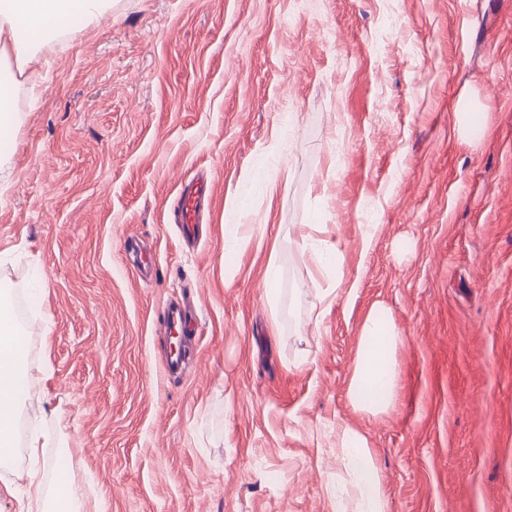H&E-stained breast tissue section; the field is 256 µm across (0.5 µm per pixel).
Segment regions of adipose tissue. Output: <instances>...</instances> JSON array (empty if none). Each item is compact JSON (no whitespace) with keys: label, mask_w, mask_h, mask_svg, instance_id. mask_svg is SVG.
<instances>
[{"label":"adipose tissue","mask_w":512,"mask_h":512,"mask_svg":"<svg viewBox=\"0 0 512 512\" xmlns=\"http://www.w3.org/2000/svg\"><path fill=\"white\" fill-rule=\"evenodd\" d=\"M106 5L107 0H0V62L8 59L19 40L36 45L53 30L74 34L75 18L100 15ZM382 315V308H371L361 325L348 388L351 405L367 417L387 413L399 397L396 352L402 337ZM33 379L13 307L0 298V462L11 455L21 387ZM336 448L345 471L339 495L346 512H389L390 497L365 434L341 426L336 432Z\"/></svg>","instance_id":"1"}]
</instances>
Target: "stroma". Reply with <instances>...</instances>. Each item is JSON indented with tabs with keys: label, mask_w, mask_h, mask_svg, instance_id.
Segmentation results:
<instances>
[{
	"label": "stroma",
	"mask_w": 512,
	"mask_h": 512,
	"mask_svg": "<svg viewBox=\"0 0 512 512\" xmlns=\"http://www.w3.org/2000/svg\"><path fill=\"white\" fill-rule=\"evenodd\" d=\"M77 27L23 47L39 89L6 69L0 290L52 397L21 394L0 512H44L64 471L79 512H337L340 425L390 512H512V0H112ZM209 170L190 247L169 210ZM184 295L201 325L171 376L157 321ZM378 302L400 393L366 419L348 385Z\"/></svg>",
	"instance_id": "obj_1"
}]
</instances>
